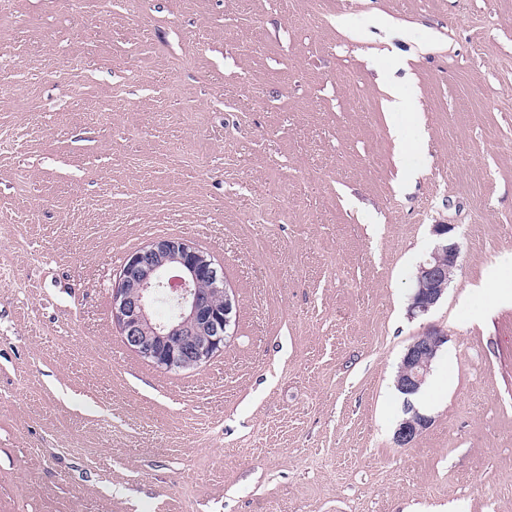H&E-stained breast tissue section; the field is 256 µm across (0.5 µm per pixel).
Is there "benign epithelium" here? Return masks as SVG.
Masks as SVG:
<instances>
[{
    "mask_svg": "<svg viewBox=\"0 0 512 512\" xmlns=\"http://www.w3.org/2000/svg\"><path fill=\"white\" fill-rule=\"evenodd\" d=\"M455 225L436 224V244L415 273L409 312L427 315L443 297L449 272L457 269L459 246ZM165 288L178 306V315L167 322L153 319L150 306L158 289ZM224 294V307L210 305L207 294ZM224 279V269L209 254L179 237H159L129 253L112 289V322L123 343L153 365L172 371L196 369L208 362L232 336L235 300ZM445 343L435 328L425 330L408 345L402 358L396 388L405 396L416 394L430 373L425 361ZM406 417L395 431V443L405 447L428 427L431 419L411 401Z\"/></svg>",
    "mask_w": 512,
    "mask_h": 512,
    "instance_id": "obj_1",
    "label": "benign epithelium"
}]
</instances>
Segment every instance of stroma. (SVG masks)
<instances>
[{"label": "stroma", "instance_id": "1", "mask_svg": "<svg viewBox=\"0 0 512 512\" xmlns=\"http://www.w3.org/2000/svg\"><path fill=\"white\" fill-rule=\"evenodd\" d=\"M416 103L384 108L379 72ZM459 266L408 311L433 225ZM177 236L233 288L193 370L112 322ZM512 0H8L0 512H512ZM446 337L407 447V346Z\"/></svg>", "mask_w": 512, "mask_h": 512}]
</instances>
